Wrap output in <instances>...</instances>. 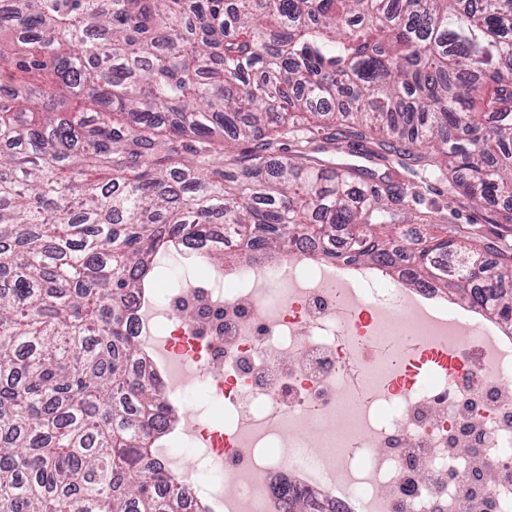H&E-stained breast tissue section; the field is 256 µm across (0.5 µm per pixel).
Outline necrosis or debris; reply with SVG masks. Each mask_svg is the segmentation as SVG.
I'll return each mask as SVG.
<instances>
[{
  "label": "necrosis or debris",
  "mask_w": 512,
  "mask_h": 512,
  "mask_svg": "<svg viewBox=\"0 0 512 512\" xmlns=\"http://www.w3.org/2000/svg\"><path fill=\"white\" fill-rule=\"evenodd\" d=\"M166 270L180 279L136 299L130 329L168 401L184 402L190 370L206 398L153 451L185 512H283L285 487L324 512H512L500 324L409 274L303 249L206 277Z\"/></svg>",
  "instance_id": "4bbe7bcc"
}]
</instances>
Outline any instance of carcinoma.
<instances>
[{"mask_svg": "<svg viewBox=\"0 0 512 512\" xmlns=\"http://www.w3.org/2000/svg\"><path fill=\"white\" fill-rule=\"evenodd\" d=\"M479 2L0 7V67L57 77L0 82V512H183L150 458L173 408L135 368L127 315L175 244L407 265L512 329V257L470 234L404 248L392 176L329 171L308 140L275 159L333 112L366 130L356 151L439 159L475 204L512 198V0ZM90 168L108 181L78 180Z\"/></svg>", "mask_w": 512, "mask_h": 512, "instance_id": "carcinoma-1", "label": "carcinoma"}]
</instances>
